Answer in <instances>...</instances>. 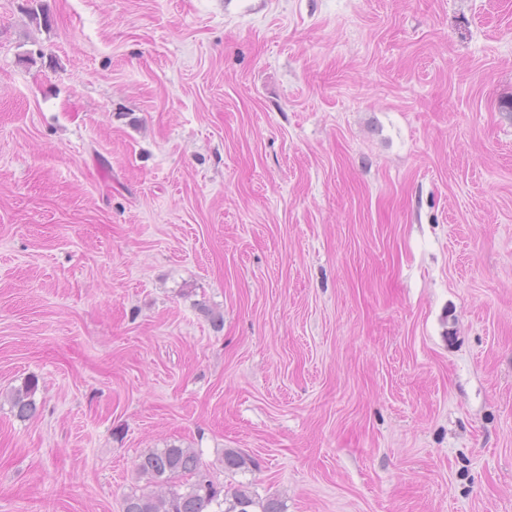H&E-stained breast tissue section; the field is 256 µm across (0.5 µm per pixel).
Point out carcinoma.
<instances>
[{"instance_id":"cac0c4a2","label":"carcinoma","mask_w":512,"mask_h":512,"mask_svg":"<svg viewBox=\"0 0 512 512\" xmlns=\"http://www.w3.org/2000/svg\"><path fill=\"white\" fill-rule=\"evenodd\" d=\"M39 380L32 376L9 394V401L19 419L26 420L38 411L35 395ZM220 465L231 472L249 470L252 461L235 449H227L218 458ZM138 479L148 486L166 488L162 495L132 492L125 496L122 512H287L286 505L278 498L259 500L246 486H239L233 493L224 494L203 472V463L193 448L170 445L155 448L140 456L136 465Z\"/></svg>"}]
</instances>
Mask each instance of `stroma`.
I'll use <instances>...</instances> for the list:
<instances>
[{"label": "stroma", "instance_id": "stroma-1", "mask_svg": "<svg viewBox=\"0 0 512 512\" xmlns=\"http://www.w3.org/2000/svg\"><path fill=\"white\" fill-rule=\"evenodd\" d=\"M170 444L512 512V0H0V512ZM39 390L37 377L27 378L20 386L14 387L9 394V401L19 419L26 420L36 415L38 411L35 395Z\"/></svg>", "mask_w": 512, "mask_h": 512}]
</instances>
